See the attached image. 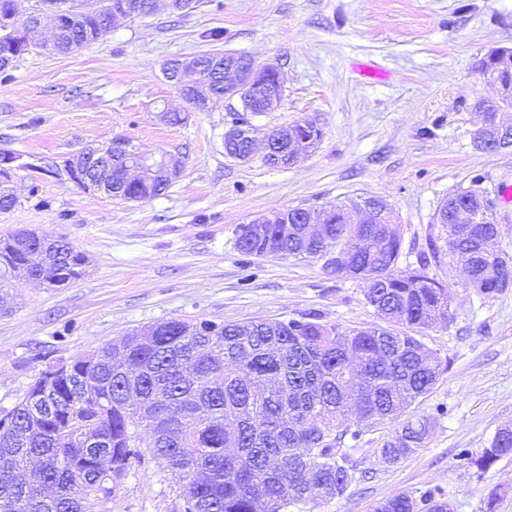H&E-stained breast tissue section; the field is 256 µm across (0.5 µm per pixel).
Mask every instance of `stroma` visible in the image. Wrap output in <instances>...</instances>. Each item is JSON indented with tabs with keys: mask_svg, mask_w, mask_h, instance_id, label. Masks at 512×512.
<instances>
[{
	"mask_svg": "<svg viewBox=\"0 0 512 512\" xmlns=\"http://www.w3.org/2000/svg\"><path fill=\"white\" fill-rule=\"evenodd\" d=\"M221 31L220 41L208 32ZM512 47V0H193L183 13L159 9L113 25L68 56L36 49L0 72V149L19 156L16 205L0 212V239L28 228L66 238L87 258L68 285L14 279L0 290V407L13 406L33 377L74 357L170 319L244 323L316 312L343 328L376 323L360 280L326 275L320 262L242 255L236 229L300 205L377 196L403 226L401 265L440 248L428 272L448 285L454 318L419 332L448 369L406 416L434 417L424 448L399 464L380 462L391 431L366 432L350 452L355 479L343 496L290 504L288 512H370L407 490L444 488L453 512H512V456L484 475L463 465L512 427V289L493 298L467 283L435 222L448 193L475 176L497 192L512 184V148L476 150L473 105L495 91L475 69ZM218 51L280 68L284 96L252 116L261 129L311 117L322 139L302 162L271 168L224 153L240 107L225 98L198 112L162 72L171 58ZM182 113L179 124L164 110ZM132 140L180 164L165 195L126 202L86 191L60 166L85 146ZM56 166L53 174L43 165ZM141 459L112 483L98 512H184L180 485L149 439Z\"/></svg>",
	"mask_w": 512,
	"mask_h": 512,
	"instance_id": "stroma-1",
	"label": "stroma"
}]
</instances>
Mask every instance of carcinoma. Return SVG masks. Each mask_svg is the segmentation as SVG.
I'll return each mask as SVG.
<instances>
[{"instance_id": "cac0c4a2", "label": "carcinoma", "mask_w": 512, "mask_h": 512, "mask_svg": "<svg viewBox=\"0 0 512 512\" xmlns=\"http://www.w3.org/2000/svg\"><path fill=\"white\" fill-rule=\"evenodd\" d=\"M56 2L69 13L53 53L69 55L109 32L105 11L126 15L135 1L140 15L152 0H36ZM11 2L0 0V52L28 53L13 35ZM196 83L207 95L186 103L207 111L225 97L238 96L241 111L256 114L276 92L274 74H261L252 91L236 94L224 53L206 55ZM476 70L505 87L498 102L478 101L487 115L488 150L512 148V129L501 131L496 112L512 107V70L484 58ZM240 138L224 142V151L249 150L246 116ZM322 130L313 119L288 125L276 150L303 141L314 148ZM112 164L108 195L154 199L171 182L150 184L119 174ZM480 178L448 194L436 221L446 233L448 252L464 260L467 278L487 298L512 288V255L486 252L498 239L495 211L485 199ZM471 210L468 224H456L453 210ZM237 250L246 256L314 259L324 273L365 282L364 298L382 323L342 328L320 322L317 314L287 321L216 324L199 322L194 336L181 334L179 321L147 346L130 348L117 358L102 347L83 356L59 358L45 366L11 409H0V512H93L112 493L120 477L141 456L140 436L181 484L184 512H286L299 501H315L321 490L341 496L354 480L350 455L342 450L358 442L364 430L396 424L379 448L382 463L395 465L425 446L433 420L403 421L417 399L427 395L445 371L442 362L415 331L453 318L448 287L427 272L430 258L416 267H399L403 228L394 212L378 224H325L323 238L308 240L302 224H270L261 238L236 229ZM21 265L49 285L63 286L81 276L84 253L63 239L17 243L0 251V285ZM135 382L137 397L126 390ZM97 430L100 443L89 446L70 427L71 418ZM512 455V427L497 430L479 454L459 453L479 475ZM371 512H452L440 488L419 498L398 491L375 501Z\"/></svg>"}]
</instances>
